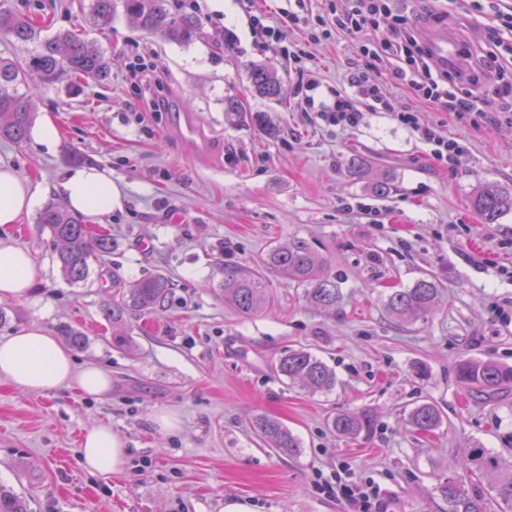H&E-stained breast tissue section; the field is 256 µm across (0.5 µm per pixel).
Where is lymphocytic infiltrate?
Returning a JSON list of instances; mask_svg holds the SVG:
<instances>
[{"label":"lymphocytic infiltrate","instance_id":"f902f5d3","mask_svg":"<svg viewBox=\"0 0 512 512\" xmlns=\"http://www.w3.org/2000/svg\"><path fill=\"white\" fill-rule=\"evenodd\" d=\"M395 9L391 0H344L337 9L333 26L337 33L354 39L366 60V69L350 79L356 96L335 92L332 106L321 110L322 118L346 127H357L364 111L389 112L411 129L417 130L430 147L432 156L446 165H453L462 152L460 142L449 138L435 126H419L414 112L396 108L385 99L376 84L381 69H389L401 84L439 112L464 116L485 112L490 107L512 111V103H497L498 83L512 72V15L499 10H485L479 0H403ZM465 8L481 17L485 39L479 51L464 48L460 56L466 60L468 71L433 68L423 44L422 25L443 23L456 9ZM393 20V38L382 41L375 37L378 16Z\"/></svg>","mask_w":512,"mask_h":512}]
</instances>
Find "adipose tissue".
<instances>
[{
    "mask_svg": "<svg viewBox=\"0 0 512 512\" xmlns=\"http://www.w3.org/2000/svg\"><path fill=\"white\" fill-rule=\"evenodd\" d=\"M58 190L71 209L91 217L110 213L117 200L111 178L94 167L71 170ZM40 195L39 187L0 161V301L26 299L42 275L31 253L16 246L8 232L37 207ZM0 378L25 392L75 389L100 399L112 392L107 370L95 364L77 365L71 351L36 323L0 338ZM79 454L83 468L94 476L123 472L129 460L123 438L106 425L84 429Z\"/></svg>",
    "mask_w": 512,
    "mask_h": 512,
    "instance_id": "1",
    "label": "adipose tissue"
}]
</instances>
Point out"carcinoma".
Segmentation results:
<instances>
[{
    "instance_id": "carcinoma-1",
    "label": "carcinoma",
    "mask_w": 512,
    "mask_h": 512,
    "mask_svg": "<svg viewBox=\"0 0 512 512\" xmlns=\"http://www.w3.org/2000/svg\"><path fill=\"white\" fill-rule=\"evenodd\" d=\"M146 31L163 30L174 41L186 43L200 34V24L192 16L170 12L168 0H92L91 18L95 26H112L117 3ZM0 36L18 42H39L22 62L0 60V138L17 144L26 138L35 109L32 97L21 90L28 73H36L45 84H53L64 75L84 76L102 81L110 64L104 53L92 42L71 33H58L40 39L38 29L26 18L9 10H0ZM253 91L269 99L281 96V84L274 73L263 66L249 65ZM472 210L483 224H494L512 212V192L493 183L479 185L471 200ZM38 223L50 231L60 245L58 261L62 275L76 284L89 276V260L112 253V239L93 238L82 220L54 203L47 204ZM262 266L275 271L284 281L304 290L306 298L322 307L336 305L340 288L329 273L328 259L320 256L311 243L295 237L286 244L272 247ZM172 290L171 281L157 275L120 291V298L104 304L112 322L134 312H151L164 306ZM440 285L432 276L417 279L412 286L388 294L384 307L400 324L424 318L437 304ZM270 297L265 278L256 269L242 266L224 268V303L241 314H257L267 309ZM278 376L311 395L326 394L336 387L335 372L319 357L305 348L284 352L275 363ZM457 378L477 399L490 400L512 387V367L493 360L465 358L456 366ZM410 426L422 434L439 430L443 418L430 402L416 405L408 414ZM259 436L277 452L295 456L298 438L280 421L259 416L253 422ZM334 431L343 437L358 438L372 433L374 424L365 414L344 412L332 420ZM465 469L482 479L507 509L512 512V469L503 467L498 456L479 443L467 449ZM434 492L448 504V512H485L482 496L471 494L453 477L437 481ZM0 512H29L25 499L12 488L0 484Z\"/></svg>"
}]
</instances>
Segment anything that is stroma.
Returning <instances> with one entry per match:
<instances>
[{"label": "stroma", "instance_id": "obj_1", "mask_svg": "<svg viewBox=\"0 0 512 512\" xmlns=\"http://www.w3.org/2000/svg\"><path fill=\"white\" fill-rule=\"evenodd\" d=\"M332 4L170 0L172 12L201 26L200 38L177 43L121 10L97 30L89 0H0L32 17L42 37L94 41L111 65L101 82L31 79L35 119L56 124L57 143L0 138V159L39 185L45 203L60 202L56 183L83 166L110 175L120 193L111 213L86 220L114 248L91 260L82 283L62 276L59 246L37 214L11 228L43 273L27 299L0 303V336L31 322L54 333L73 327L86 338L73 351L77 363L112 375L104 400L24 392L0 378V483L24 495L31 512H224L229 501L254 512H365L346 484L376 488L380 512H445L433 491L440 475L463 478L484 493L486 512H500L485 484L466 477L462 451L478 442L512 465V391L472 398L455 367L469 357L512 366V212L484 224L470 207L479 183L512 190V112H436L384 75L388 98L464 144L451 169L390 113L365 112L353 129L320 120L300 106L292 52L307 54L318 102L349 91L365 65L349 37H322ZM286 9L297 23L283 18ZM265 25L278 27L277 39ZM135 44L147 48L157 80L148 89L127 77ZM252 62L274 70L281 100L252 93ZM232 98L243 115L227 114ZM187 119L201 143L180 135ZM359 157L371 167L357 176ZM380 181L389 195L376 194ZM293 237L330 258L342 292L336 306H315L270 271L269 308L245 316L227 306L225 266H256ZM158 274L174 285L163 310L118 324L104 315L113 283L127 288ZM428 275L440 283L438 305L426 320L394 322L386 296ZM118 334L130 348L113 344ZM301 347L335 370L333 391L312 396L274 372L284 350ZM425 401L443 417L429 438L407 422ZM341 411L371 415L373 433L336 436L329 419ZM261 415L300 439L299 455L258 437L252 422ZM95 424L125 440L124 472L83 470L81 433Z\"/></svg>", "mask_w": 512, "mask_h": 512}]
</instances>
